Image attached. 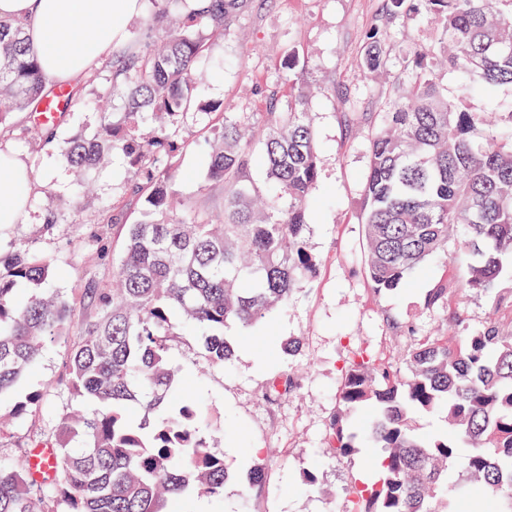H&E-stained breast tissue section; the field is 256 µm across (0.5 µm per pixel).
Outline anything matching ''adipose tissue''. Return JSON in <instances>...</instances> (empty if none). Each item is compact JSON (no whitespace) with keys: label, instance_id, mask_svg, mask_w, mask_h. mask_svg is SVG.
<instances>
[{"label":"adipose tissue","instance_id":"1","mask_svg":"<svg viewBox=\"0 0 512 512\" xmlns=\"http://www.w3.org/2000/svg\"><path fill=\"white\" fill-rule=\"evenodd\" d=\"M140 0H0V20H20L46 84L81 77L126 35ZM32 184L24 164L0 149V224H20Z\"/></svg>","mask_w":512,"mask_h":512}]
</instances>
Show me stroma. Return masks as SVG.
<instances>
[{
    "label": "stroma",
    "instance_id": "obj_1",
    "mask_svg": "<svg viewBox=\"0 0 512 512\" xmlns=\"http://www.w3.org/2000/svg\"><path fill=\"white\" fill-rule=\"evenodd\" d=\"M382 0H254L224 38L214 40L209 58L196 77L199 96L228 104L231 111H267L269 95L286 101L295 87L309 96L308 112L319 144V177L311 194L307 247L317 257L315 280L302 285L287 309L271 312L248 329L232 325L225 334L237 352L230 364L208 366L199 337L171 342L169 358L179 370L180 389L215 418L210 445L221 453L234 478L220 500L191 498L188 512H346L347 488L362 479L374 448L339 456L329 446V424L338 408L343 369L363 356L406 375L404 355L411 345L433 336L455 339L480 329L489 318L512 321V260L504 262L497 293L464 286L462 269L443 261L425 262L392 292H376L365 270L361 198L369 170L372 112L386 97L388 77L365 73L362 59L370 34H377L392 64L402 63L413 46L435 35L424 21H406L405 38L378 27ZM295 50L305 62L291 85L282 64ZM80 100L71 104L52 130L36 126L29 112L10 114L0 144L27 167L34 187L26 223L0 232V246L50 256L49 286L77 300L91 288L112 284L113 259L122 248L125 226L139 217L140 201L131 196L125 160L94 169L92 187L80 192L72 168L47 134L56 140L96 132L99 105L121 112L103 64L77 81ZM213 121L188 115L173 140L179 172L173 193L186 213L214 219L224 214V184L209 179L206 161L214 139ZM124 212L120 224L103 223L110 207ZM54 208L56 224L42 228L46 208ZM448 283V299L426 307L425 297L439 281ZM297 340L299 352L289 357L281 345ZM254 347L263 362L254 369L245 358ZM69 342L56 340L41 352L37 367L24 376L14 394L0 397L10 409L14 395L40 392L32 415L14 421L0 435V458L25 460L31 439L53 435L57 417L68 401L66 389ZM290 378L287 393L267 397L270 383ZM264 467L260 492L247 479ZM315 472L316 486L304 482Z\"/></svg>",
    "mask_w": 512,
    "mask_h": 512
}]
</instances>
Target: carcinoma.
Wrapping results in <instances>:
<instances>
[{"label":"carcinoma","instance_id":"1","mask_svg":"<svg viewBox=\"0 0 512 512\" xmlns=\"http://www.w3.org/2000/svg\"><path fill=\"white\" fill-rule=\"evenodd\" d=\"M160 2L152 22L164 29L162 45L143 51L130 38L105 63L113 94L126 102L122 117L103 119L95 139L57 143L76 170L112 150L135 176L131 193L143 202L127 225L116 287L88 290L96 315L71 325L70 300L44 288L50 257L0 250V395L47 342L77 329L70 404L52 445L55 475L38 481L28 464L0 461V512H180L188 494L224 497L229 468L207 444L202 410L177 390L168 338L201 337L206 360L222 367L234 355L224 329L288 306L317 272L306 234L318 154L301 90L260 114L259 140L252 117L224 113L208 165L209 178L224 182L221 219L173 211L167 127L194 108L221 109L194 95L204 31L231 29L253 0H202L173 22L170 6L181 0ZM410 17L439 26L391 76L371 138L361 217L367 276L375 290L390 291L448 255L465 267L467 287L491 293L512 257V106L469 112L460 101L512 89V0H383L384 26ZM389 57L373 40L363 63L385 70ZM450 72L458 77L453 96L443 82ZM47 97L22 24L0 20V121ZM258 163L265 192L251 177ZM406 363L405 379L363 357L345 366L333 451L382 449L379 480L347 489L349 512H457L448 491L460 484L476 489L470 512H512V333L491 318L461 345L417 344ZM40 400L16 398L0 430ZM361 409L372 415L365 431L351 424ZM434 411L453 437L416 433V414Z\"/></svg>","mask_w":512,"mask_h":512}]
</instances>
